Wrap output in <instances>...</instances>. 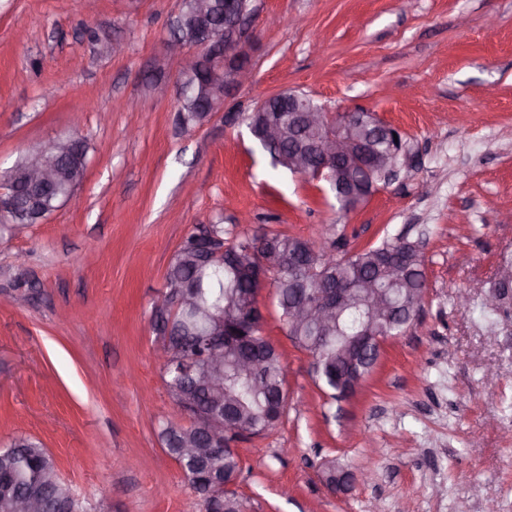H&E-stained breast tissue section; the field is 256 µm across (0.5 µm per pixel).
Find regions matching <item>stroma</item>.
<instances>
[{
  "label": "stroma",
  "instance_id": "obj_1",
  "mask_svg": "<svg viewBox=\"0 0 512 512\" xmlns=\"http://www.w3.org/2000/svg\"><path fill=\"white\" fill-rule=\"evenodd\" d=\"M254 79L201 126L177 121L165 41L178 0H0V168L77 135L83 181L42 223L0 225V447L42 441L92 512H204L165 451L186 424L152 329L168 263L194 227L252 224L347 250L429 236L425 296L357 393L332 399L260 291L285 354L288 415L237 440L250 512H512V0H260ZM297 90L398 128L412 165L349 212L273 169L240 113ZM470 297L457 303L459 292ZM371 482L328 492L322 466Z\"/></svg>",
  "mask_w": 512,
  "mask_h": 512
}]
</instances>
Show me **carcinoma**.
<instances>
[{"label": "carcinoma", "mask_w": 512, "mask_h": 512, "mask_svg": "<svg viewBox=\"0 0 512 512\" xmlns=\"http://www.w3.org/2000/svg\"><path fill=\"white\" fill-rule=\"evenodd\" d=\"M207 84L206 67H197L196 79L181 100L178 108L179 121L183 126L199 123L198 114L205 111L207 98L203 87ZM336 116L328 115V122L305 129L294 141L283 140L277 147L263 149L275 168L288 169V165L276 158L286 155L300 144L307 141H319L328 131L334 130ZM371 128L363 127L358 138L363 140L362 148L370 155H383L386 145L380 139L370 138ZM88 153V146H83L68 161L71 165L69 175L61 181L55 191L58 199L69 198L83 179L82 158ZM39 151L21 154L11 167L0 172V179L19 178L27 167L36 160ZM215 234L224 245V263H212L205 267L196 266L193 260L192 242L196 232L187 234L167 268L166 280L173 282L180 276L197 275L201 288L197 292L200 304L195 321L190 328H185L186 319L177 315L174 318L175 331L166 333V325L153 319L154 331L169 342L174 351L176 363L164 368V381L171 397H176L184 385L181 375V361L188 360L198 367H203L207 359V348L203 345L204 334L210 323L205 320L208 314L224 316V322L237 323L242 311L251 303L254 284L247 272L235 264L237 254L254 247L262 240L267 248L258 261H266L270 272L276 274L274 280V303L283 321L287 336L294 347L307 352L312 357V371L321 387L330 391L333 398L343 396L342 384L336 379L338 364L337 347L347 338L356 335L361 326L370 319H375L381 333L393 337L404 334L412 324L410 317L394 318L385 311L370 312L363 302L352 299L351 305L344 309L327 330L313 326L294 325L288 320V302L292 299L295 288L305 285L308 288H331L350 279L375 278L396 305H404L421 300L425 280L423 275L422 250H416L410 242L395 238H385L377 245L346 252L341 256H332L330 264L313 256L307 249L309 240L281 231L265 229L261 232H240L229 236L224 225H213ZM397 255L394 272L385 273L384 267L391 255ZM297 257L293 269H288L287 258ZM241 330L250 336V341L240 353L258 361L257 372L253 377L238 369V354L224 353V391L238 403L237 420L253 436L264 435L274 430L287 413L285 399L281 397V388L285 382V364L283 353L264 334L263 327L241 326ZM194 398L205 411H220L224 408L222 398L202 389L194 393ZM159 438L167 452L179 461L183 474L190 487L203 503L205 512H210L211 503L208 496L209 477L207 473L195 466V460L182 455V444L187 440L200 438L195 424L188 426L164 422L159 427ZM209 468L216 474L229 478L240 470V461L229 451H222L210 456ZM57 474V465L43 444L30 436L15 437L5 449H0V484H5V491H0V512H16L15 499L24 496L34 485L41 486L40 495L43 502L41 512H57L66 506L69 512H89L82 501L73 496L70 487L57 476L52 482L42 481L44 474Z\"/></svg>", "instance_id": "cac0c4a2"}]
</instances>
